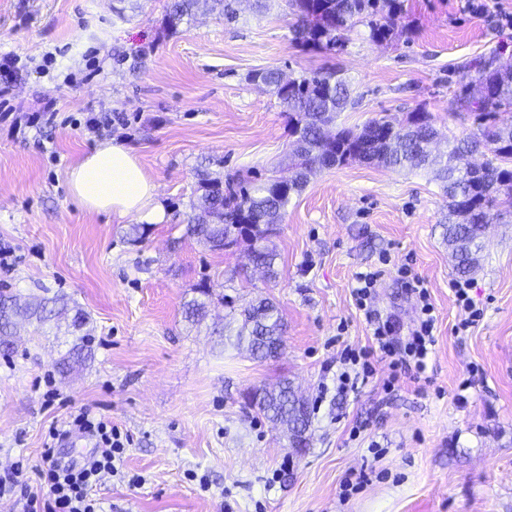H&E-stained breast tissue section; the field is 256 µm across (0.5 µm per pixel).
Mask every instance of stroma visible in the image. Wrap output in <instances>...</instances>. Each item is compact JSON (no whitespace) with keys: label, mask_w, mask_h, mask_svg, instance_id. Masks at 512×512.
Returning a JSON list of instances; mask_svg holds the SVG:
<instances>
[{"label":"stroma","mask_w":512,"mask_h":512,"mask_svg":"<svg viewBox=\"0 0 512 512\" xmlns=\"http://www.w3.org/2000/svg\"><path fill=\"white\" fill-rule=\"evenodd\" d=\"M484 2L479 14L465 0H403L398 39L372 42L360 24L343 50L325 54L293 43L285 0L263 15L243 0L232 24L201 10L174 28L169 0H136L121 18L118 0H0V59L14 62L0 69V246L17 255L0 270V291L24 300L50 292L93 327L72 358L69 313L21 321L14 351L0 353V476L16 480L0 512L47 497L43 443L74 407L132 439L95 490L105 512H512V217L485 230L469 277L483 314L464 332L469 313L450 290L457 275L442 235L447 200L422 171L352 161L312 176L280 226L271 282L246 244L215 252L181 238L197 168L289 174L287 109L249 82L253 70H340L354 98L340 126L423 110L441 130L475 131L455 93L482 57L512 60L503 21L512 0ZM91 112L112 119L102 135L85 130ZM102 138L130 149L156 185L165 218L142 243L125 236L139 216L114 222L69 192L68 167ZM405 264L437 309L426 379L388 391L380 364L337 393V336L360 348L371 334L351 295L355 273L384 270L376 304L407 326L417 306L402 293ZM205 280L239 307L259 295L277 302L287 325L278 358L259 362L224 344L223 306L200 325L185 321L183 304ZM283 378L311 410L299 452L243 398ZM348 479L362 487L344 498Z\"/></svg>","instance_id":"35a3bbf8"}]
</instances>
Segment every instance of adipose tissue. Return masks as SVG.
Masks as SVG:
<instances>
[{"label": "adipose tissue", "mask_w": 512, "mask_h": 512, "mask_svg": "<svg viewBox=\"0 0 512 512\" xmlns=\"http://www.w3.org/2000/svg\"><path fill=\"white\" fill-rule=\"evenodd\" d=\"M66 179L73 199L87 212L118 221L135 214L151 224L164 218L152 180L123 146L101 142L67 170Z\"/></svg>", "instance_id": "1"}]
</instances>
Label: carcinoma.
I'll use <instances>...</instances> for the list:
<instances>
[{"mask_svg":"<svg viewBox=\"0 0 512 512\" xmlns=\"http://www.w3.org/2000/svg\"><path fill=\"white\" fill-rule=\"evenodd\" d=\"M239 0H170L167 23L177 26L184 18L202 8L220 9L224 19L237 18ZM296 16L293 42L309 51L326 52L346 45L349 34L362 22L369 28L374 42L395 39V17L403 11L401 0H287ZM269 87L288 108V125L294 138L288 155L294 175L284 186L276 178L264 181L241 180L237 183L214 175L208 168L196 171V199L191 203L184 236L204 243L213 250H222L225 241L244 242L254 264L264 269L269 278L277 276L278 253L273 244V230L279 226L292 197L301 192L316 172L313 162L321 153L332 155L342 163L362 160L360 144L366 131H375L382 140L377 163L391 168L429 170L441 183L448 198V224L445 238L457 274L467 276L478 268L484 244L483 226L512 212V119H499L501 111L512 109V63L492 53L477 64V77L461 92L466 107H474L478 130L462 138H448V152L435 155L430 149L439 131L429 113L419 110L401 119L371 120L362 128H342L331 134L327 127L335 124L349 103L346 81L336 70L327 68L298 78L285 80L277 69H261L250 75ZM478 150L486 156L480 171L463 164L464 158ZM197 296L183 305L184 318L193 325L206 317L208 304L217 299L230 308L227 324L231 345L245 349L257 360L274 358L263 350V337L276 336L284 343L285 326L278 307L268 298H261L236 310L233 301L216 292L204 281L195 287ZM56 299L40 298L20 301L15 295L0 293V349H12L6 337L12 335L17 318L43 324L55 316ZM89 316L75 309L70 327L91 336ZM266 405L263 416L277 424H286L292 431L291 446L296 444L295 425L290 416L289 399L301 398L293 382L281 380L269 389L260 388Z\"/></svg>","mask_w":512,"mask_h":512,"instance_id":"obj_1","label":"carcinoma"}]
</instances>
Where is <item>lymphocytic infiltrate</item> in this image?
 I'll list each match as a JSON object with an SVG mask.
<instances>
[{
	"instance_id": "f902f5d3",
	"label": "lymphocytic infiltrate",
	"mask_w": 512,
	"mask_h": 512,
	"mask_svg": "<svg viewBox=\"0 0 512 512\" xmlns=\"http://www.w3.org/2000/svg\"><path fill=\"white\" fill-rule=\"evenodd\" d=\"M382 276L379 270L354 275L351 293L364 313L372 336L369 345L360 352L345 353L336 373L337 391L354 388L359 379L373 375V360L377 357L388 361L391 370L388 380L392 383L398 382L400 373L421 374L427 369L436 343L437 316L425 282L416 277L403 284L419 307L413 326L405 330L396 316L381 315L374 306ZM76 435L93 441L92 452L82 464L60 465L56 459L58 448ZM124 448L120 431L110 421L87 409L72 413L64 425L50 427L42 452L44 467L40 472L48 497L44 500L35 496L29 498L27 512H102V505L93 497L92 490L103 474L116 472Z\"/></svg>"
}]
</instances>
